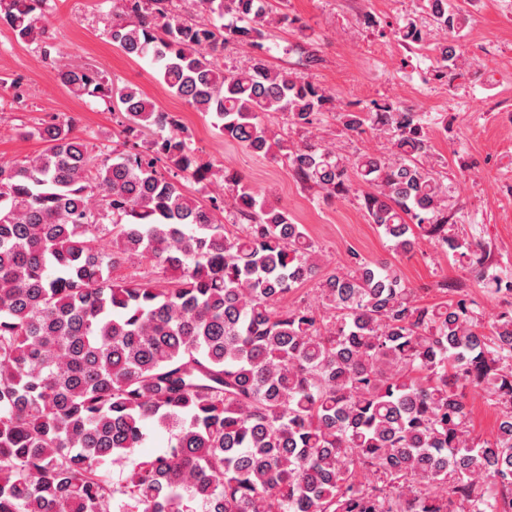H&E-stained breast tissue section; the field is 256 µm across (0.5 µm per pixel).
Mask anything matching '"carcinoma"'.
<instances>
[{
  "instance_id": "obj_1",
  "label": "carcinoma",
  "mask_w": 512,
  "mask_h": 512,
  "mask_svg": "<svg viewBox=\"0 0 512 512\" xmlns=\"http://www.w3.org/2000/svg\"><path fill=\"white\" fill-rule=\"evenodd\" d=\"M423 2L445 34L442 77L466 11ZM42 3L0 0V23L40 42ZM192 6L205 20L174 0H113L112 42L225 140L322 197L367 187L368 221L397 254L425 237L512 293L482 245L453 233L458 202L426 166L420 113L336 107L346 134L387 137L386 157L290 144L260 115L309 130L334 97L269 65L265 42L288 13L271 0ZM393 36L424 44L413 21ZM231 44L252 50L248 65L220 66ZM55 72L121 113L123 142L105 152L70 117L26 132L39 154L0 161V512H512V309L486 333L446 282L424 304L392 263L351 249L328 267L304 225L240 176L224 170L211 195L212 165L138 86L77 63ZM142 261L174 285L115 278ZM313 280L317 306L286 303ZM471 392L501 407L489 438L471 436ZM152 429L167 448L140 456ZM107 464L126 470L120 484Z\"/></svg>"
}]
</instances>
